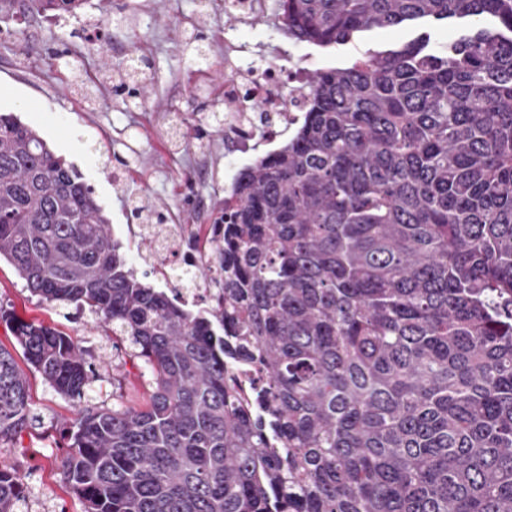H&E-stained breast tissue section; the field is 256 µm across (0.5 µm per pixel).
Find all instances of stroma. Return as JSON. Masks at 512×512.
Here are the masks:
<instances>
[{
	"instance_id": "1",
	"label": "stroma",
	"mask_w": 512,
	"mask_h": 512,
	"mask_svg": "<svg viewBox=\"0 0 512 512\" xmlns=\"http://www.w3.org/2000/svg\"><path fill=\"white\" fill-rule=\"evenodd\" d=\"M89 0L78 16L56 22H24L0 17V113H13L34 129L48 147L80 173L111 224L129 268L150 286L163 290L187 310L211 314L213 291L191 295L178 289L177 258L161 259V274L145 272L151 241L125 232L131 205L140 202L166 213L174 224L210 223L224 199V131L208 122L223 109L215 88L224 82L225 41L263 45L267 57L287 64L288 37L277 18V0L265 9L249 33L238 31L224 13V0ZM106 26L108 43L134 47L148 62L145 108L127 110L113 88L125 64L112 51H99L88 31ZM198 34L210 66L200 76L185 37ZM462 27L436 21L422 28L401 26L364 33L357 42L327 49L312 47L313 70L344 68L365 50L398 48L427 35L431 48L458 40ZM126 164L123 185L111 178L113 167ZM0 304L12 306L28 321L42 323L79 341L91 352L98 379L84 403H114L139 408L150 389L138 362L127 356L121 337L89 313L49 304L32 296L15 268L0 261ZM31 424L13 440L0 444V466L22 478L21 512H83L80 499L65 485L60 462L67 441L63 429L74 418L71 401L57 394L35 371H27Z\"/></svg>"
}]
</instances>
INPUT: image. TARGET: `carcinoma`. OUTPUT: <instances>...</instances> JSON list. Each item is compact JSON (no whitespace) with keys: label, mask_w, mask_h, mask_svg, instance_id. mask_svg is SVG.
I'll use <instances>...</instances> for the list:
<instances>
[{"label":"carcinoma","mask_w":512,"mask_h":512,"mask_svg":"<svg viewBox=\"0 0 512 512\" xmlns=\"http://www.w3.org/2000/svg\"><path fill=\"white\" fill-rule=\"evenodd\" d=\"M278 2L288 38L321 48L430 19L469 33L313 75L299 127L217 209L210 319L139 280L92 188L0 113V259L150 374L145 407H84L87 350L0 306L77 409L63 479L84 512H512V0ZM236 353L259 374L250 412ZM31 420L0 344V442ZM22 500L1 468L0 512Z\"/></svg>","instance_id":"1"}]
</instances>
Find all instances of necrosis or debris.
<instances>
[{
	"label": "necrosis or debris",
	"mask_w": 512,
	"mask_h": 512,
	"mask_svg": "<svg viewBox=\"0 0 512 512\" xmlns=\"http://www.w3.org/2000/svg\"><path fill=\"white\" fill-rule=\"evenodd\" d=\"M308 67L280 66L245 54L241 46H224V175L235 180L247 167L256 139L273 144L296 125L311 93ZM167 250L182 254V265L193 268L210 259L206 245L188 227L163 225Z\"/></svg>",
	"instance_id": "necrosis-or-debris-1"
}]
</instances>
